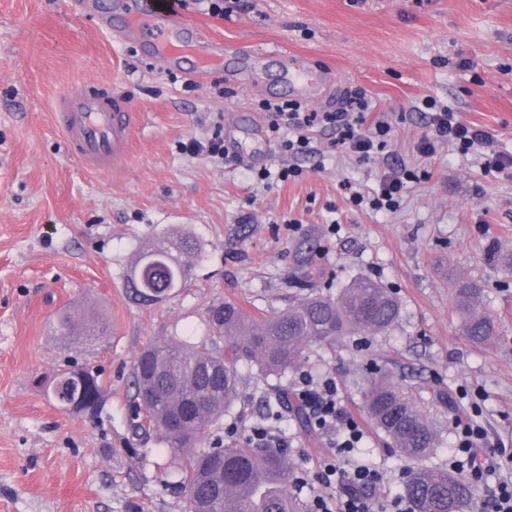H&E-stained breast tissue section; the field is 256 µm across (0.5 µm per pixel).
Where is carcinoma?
<instances>
[{
	"instance_id": "carcinoma-1",
	"label": "carcinoma",
	"mask_w": 512,
	"mask_h": 512,
	"mask_svg": "<svg viewBox=\"0 0 512 512\" xmlns=\"http://www.w3.org/2000/svg\"><path fill=\"white\" fill-rule=\"evenodd\" d=\"M197 250L189 239L143 252L130 273L128 287L144 302L158 301L185 286L190 266L181 259ZM481 290L457 288V304L468 309ZM400 313L398 302L368 277L356 279L336 299L316 294L299 298L288 311L257 321L234 303L213 305L207 312L210 336L194 342L175 336L143 348L133 368L132 436L160 439L179 476L185 512H302L289 491L292 466L276 448L251 445L197 449L210 430L220 428L239 384L238 363L249 362L267 375L297 366L310 342L333 344L339 336L369 335L390 329ZM465 335L475 345L492 339L485 316L471 315ZM37 387L64 410L97 408L102 393L89 368L39 378ZM363 409L399 456L422 459L438 445L433 425L391 383L380 380L365 395ZM412 512H471L474 487L446 471L419 467L404 485Z\"/></svg>"
}]
</instances>
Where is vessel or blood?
Returning <instances> with one entry per match:
<instances>
[{
    "mask_svg": "<svg viewBox=\"0 0 512 512\" xmlns=\"http://www.w3.org/2000/svg\"><path fill=\"white\" fill-rule=\"evenodd\" d=\"M119 7L126 40L150 45L157 61L172 63L190 57L204 69L223 63L231 53L223 42L199 36L170 0H120ZM321 79L313 68L294 65L289 81L295 99L312 96ZM55 120L72 155L87 170H110L130 150L135 113L121 92L109 93L87 84L75 86L58 100Z\"/></svg>",
    "mask_w": 512,
    "mask_h": 512,
    "instance_id": "obj_1",
    "label": "vessel or blood"
}]
</instances>
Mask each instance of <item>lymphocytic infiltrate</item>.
I'll list each match as a JSON object with an SVG mask.
<instances>
[{"mask_svg":"<svg viewBox=\"0 0 512 512\" xmlns=\"http://www.w3.org/2000/svg\"><path fill=\"white\" fill-rule=\"evenodd\" d=\"M423 107L427 114L426 131L416 144L421 158L431 159L438 144L450 143L464 153L485 149L483 168L487 172L512 168L511 156L490 150L487 131L462 120L458 113L439 105L434 98L424 99ZM262 108L270 116V132L294 130V137L280 142L281 151L294 157L315 152L313 134L322 130L336 132L332 148L365 162L381 154L391 140V124L384 118L368 120L369 102L360 92L351 95L344 107L333 111L306 112L294 100L266 102ZM416 179L414 170L389 167L383 170L372 192H362L349 182L344 188L354 206L393 213L409 183ZM290 394L304 412L308 425L325 437L330 448L314 477L320 485L333 490L334 496L313 497L309 512H411L404 498L386 501L375 497L373 490L380 481L379 474L354 459L357 448L366 440V429L344 406L334 378L300 373ZM453 429L449 468L465 473L479 486L486 512H512V480L498 473V459L504 453L501 442L492 440L487 428L470 413L454 417Z\"/></svg>","mask_w":512,"mask_h":512,"instance_id":"1","label":"lymphocytic infiltrate"}]
</instances>
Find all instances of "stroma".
<instances>
[{"label":"stroma","instance_id":"35a3bbf8","mask_svg":"<svg viewBox=\"0 0 512 512\" xmlns=\"http://www.w3.org/2000/svg\"><path fill=\"white\" fill-rule=\"evenodd\" d=\"M184 13L251 67H165L74 15L69 0H0V512H183L182 493L161 480L160 442L130 432L140 349L188 330L203 339L214 304L261 320L303 290L333 298L360 277L397 298L396 324L310 344L278 376L240 364L224 418L238 432L211 430L202 447L244 441L262 422L294 439V468H315L326 442L277 403L302 371L334 377L358 416L375 379L400 388L441 433L425 466L447 468L463 390L483 394L482 422L512 446V168L485 172L478 153L448 144L427 161L414 151L426 123L416 107L430 96L512 155V0H257L222 18L189 0ZM281 51L330 72L309 110L338 109L361 89L375 112L405 113L388 159L358 162L321 132L300 180L257 182L259 167L292 162L259 106L288 92ZM85 82L123 90L138 116L129 155L106 173L80 165L54 120L58 99ZM216 128L230 153L261 152L262 164L181 153ZM420 163L429 178L393 213L353 207L342 188L367 192L385 166ZM179 237L198 245L186 287L136 301L127 278L143 247ZM462 282L481 290L475 312L493 322L490 344L463 334ZM61 313L96 316L106 331L61 338ZM74 362L98 376L96 413L60 411L34 384ZM357 457L381 473L384 498L402 494L415 466L372 426Z\"/></svg>","mask_w":512,"mask_h":512}]
</instances>
